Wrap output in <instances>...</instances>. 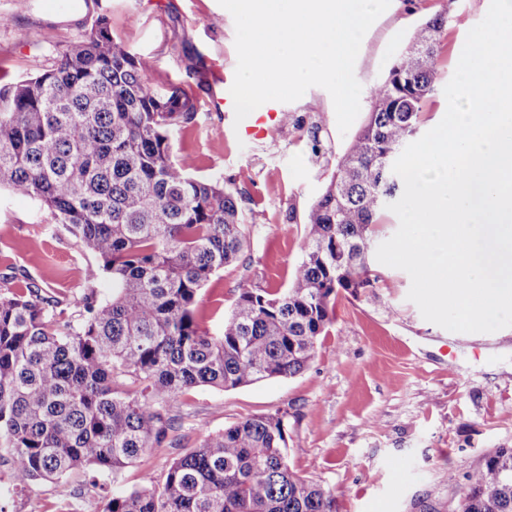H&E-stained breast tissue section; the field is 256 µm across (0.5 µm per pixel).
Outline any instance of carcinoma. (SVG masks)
I'll list each match as a JSON object with an SVG mask.
<instances>
[{
    "label": "carcinoma",
    "mask_w": 512,
    "mask_h": 512,
    "mask_svg": "<svg viewBox=\"0 0 512 512\" xmlns=\"http://www.w3.org/2000/svg\"><path fill=\"white\" fill-rule=\"evenodd\" d=\"M449 19L415 29L371 90V110L308 209L302 260L282 291L244 289L220 336L195 306L210 277L238 260L246 224L218 179H196L176 135L197 119L182 86L155 90L148 68L112 34L106 11L51 69L0 82V190L28 197L112 276V298L62 301L27 284L0 295V457L23 484L85 468L117 480L173 429L169 402L303 372L343 290L373 288L374 225L399 188L389 173L441 81ZM99 512H335V498L288 465L279 414L203 433L159 489L104 496ZM455 512H512V448L486 455Z\"/></svg>",
    "instance_id": "1"
}]
</instances>
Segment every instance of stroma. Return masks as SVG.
I'll return each mask as SVG.
<instances>
[{"instance_id":"obj_1","label":"stroma","mask_w":512,"mask_h":512,"mask_svg":"<svg viewBox=\"0 0 512 512\" xmlns=\"http://www.w3.org/2000/svg\"><path fill=\"white\" fill-rule=\"evenodd\" d=\"M113 35L146 62L154 88L182 85L198 101L194 124L177 137L200 178L223 180L245 216L249 247L201 290V330L221 334L242 289H284L302 257L304 216L336 170L351 138L340 135L334 105L313 87L288 105L284 131L250 143L227 135L222 113L210 108L212 66L234 75L232 15L218 0H101ZM490 0H391L365 34L354 74L362 112L415 27L451 17L438 69L451 79L467 28L485 17ZM0 74L35 75L54 63L44 32L68 43L92 21L85 0L70 10L52 0H0ZM382 303L339 293L315 358L299 375L237 389L200 386L172 401L176 430L143 451L108 483L119 493L151 480L162 486L171 463L194 448L201 431L218 433L242 419L284 414L288 462L328 488L336 512H455L467 478L486 454L512 448V327L455 333L423 319L408 300L409 275L376 264ZM28 283L67 300L112 294L97 257L27 197L0 191V293ZM0 463V504L8 512H98L91 476L79 471L27 487L7 485Z\"/></svg>"}]
</instances>
